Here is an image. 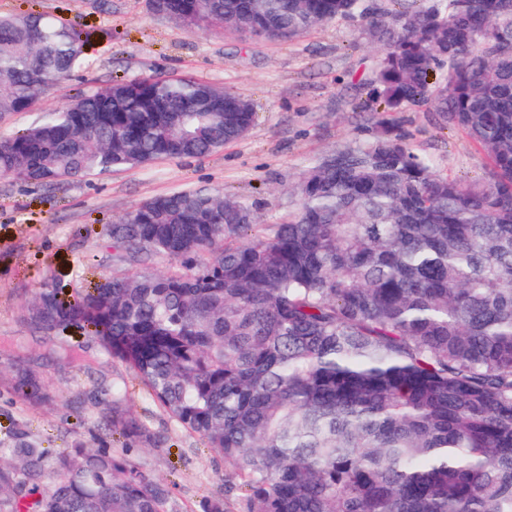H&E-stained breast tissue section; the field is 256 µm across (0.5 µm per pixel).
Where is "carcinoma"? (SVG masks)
Masks as SVG:
<instances>
[{
	"mask_svg": "<svg viewBox=\"0 0 512 512\" xmlns=\"http://www.w3.org/2000/svg\"><path fill=\"white\" fill-rule=\"evenodd\" d=\"M149 0L258 39L340 19L385 41L377 112L428 106L491 161L488 182L439 175L385 127L316 161L297 210L268 226L194 187L110 228L137 268L29 318L75 325L131 367L174 421L219 452L245 512H512V0ZM89 33L0 14V116L80 68ZM194 77L114 81L0 140V174L37 183L216 153L245 136L246 99ZM155 256L182 271L148 270ZM112 384L129 449L145 428ZM0 512H168L169 483L112 449L0 448Z\"/></svg>",
	"mask_w": 512,
	"mask_h": 512,
	"instance_id": "1",
	"label": "carcinoma"
}]
</instances>
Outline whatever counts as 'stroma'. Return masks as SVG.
<instances>
[{
    "instance_id": "obj_1",
    "label": "stroma",
    "mask_w": 512,
    "mask_h": 512,
    "mask_svg": "<svg viewBox=\"0 0 512 512\" xmlns=\"http://www.w3.org/2000/svg\"><path fill=\"white\" fill-rule=\"evenodd\" d=\"M0 0V13L34 12L74 23L90 34L85 65L50 87L38 107L0 116V138L27 128L43 111L115 79L192 76L248 99L256 123L243 138L200 159H159L137 168L36 184L0 176V440L24 431L51 454L76 444L108 442L141 469L170 483L168 512H198L225 487L228 512H239L238 480L218 453L170 419L135 372L112 361L77 327L45 333L28 318L44 288L78 299L128 266L108 227L151 198L206 186L247 200L263 223L297 206L294 187L309 164L380 132L364 103L381 57L371 28L337 20L294 39L260 41L219 27H190L152 12L148 0ZM410 149L432 158L437 173L465 184L487 182L490 165L478 145L441 113L410 106L389 113ZM37 391H19L25 375ZM154 439L126 448L112 431V385Z\"/></svg>"
}]
</instances>
